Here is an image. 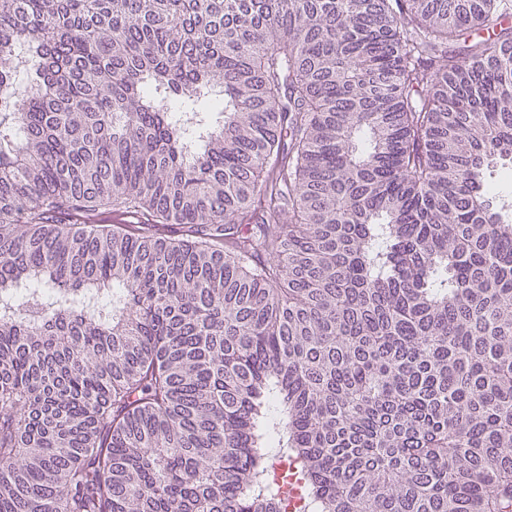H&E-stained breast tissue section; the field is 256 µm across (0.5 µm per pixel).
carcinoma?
<instances>
[{
    "label": "carcinoma",
    "mask_w": 512,
    "mask_h": 512,
    "mask_svg": "<svg viewBox=\"0 0 512 512\" xmlns=\"http://www.w3.org/2000/svg\"><path fill=\"white\" fill-rule=\"evenodd\" d=\"M510 13L0 0V512H512Z\"/></svg>",
    "instance_id": "carcinoma-1"
}]
</instances>
